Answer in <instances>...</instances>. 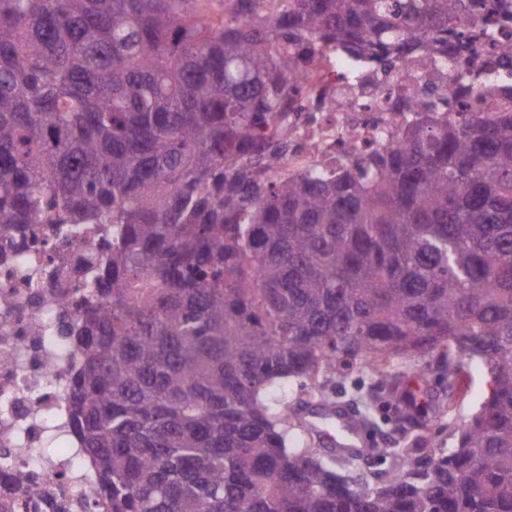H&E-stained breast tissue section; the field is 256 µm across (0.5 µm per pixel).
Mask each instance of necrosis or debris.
Instances as JSON below:
<instances>
[{
    "instance_id": "necrosis-or-debris-1",
    "label": "necrosis or debris",
    "mask_w": 512,
    "mask_h": 512,
    "mask_svg": "<svg viewBox=\"0 0 512 512\" xmlns=\"http://www.w3.org/2000/svg\"><path fill=\"white\" fill-rule=\"evenodd\" d=\"M314 66L316 76L302 82L305 108L284 120V168L291 174L335 167L345 151L373 147L381 129L399 132L404 113L377 104L426 75L412 55L399 64L391 86L341 51L325 52ZM35 232L36 241L28 243L0 238V295L12 299L0 307V502L18 492L6 473L21 470L36 478L29 512H92L87 488L93 473L65 426L68 373L78 362L68 328L82 311V267L105 246L91 232L73 241L60 240L48 224ZM52 436L66 449L43 468L41 450Z\"/></svg>"
}]
</instances>
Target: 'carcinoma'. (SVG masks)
Segmentation results:
<instances>
[{"label":"carcinoma","instance_id":"obj_1","mask_svg":"<svg viewBox=\"0 0 512 512\" xmlns=\"http://www.w3.org/2000/svg\"><path fill=\"white\" fill-rule=\"evenodd\" d=\"M501 0H0V233L51 224L106 254L74 329L68 428L98 512H512V113H459L462 41ZM334 46L413 53L454 89L386 102L405 130L280 173L296 80ZM434 362L491 390L453 447L354 453L302 436L284 382Z\"/></svg>","mask_w":512,"mask_h":512}]
</instances>
